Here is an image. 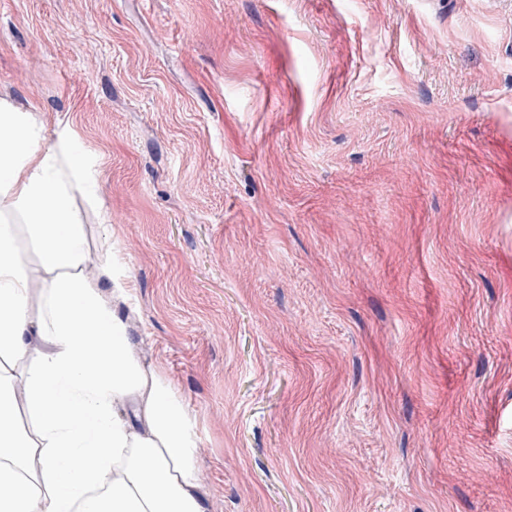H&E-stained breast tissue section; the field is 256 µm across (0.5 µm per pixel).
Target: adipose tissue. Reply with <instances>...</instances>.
<instances>
[{
    "mask_svg": "<svg viewBox=\"0 0 512 512\" xmlns=\"http://www.w3.org/2000/svg\"><path fill=\"white\" fill-rule=\"evenodd\" d=\"M42 130L0 100V512H207L193 417L119 314L131 300L123 260L107 245L84 273L73 193L96 183L98 161L65 130L43 146ZM17 216L35 265L15 251Z\"/></svg>",
    "mask_w": 512,
    "mask_h": 512,
    "instance_id": "1",
    "label": "adipose tissue"
}]
</instances>
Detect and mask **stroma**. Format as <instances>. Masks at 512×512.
I'll return each mask as SVG.
<instances>
[{"mask_svg":"<svg viewBox=\"0 0 512 512\" xmlns=\"http://www.w3.org/2000/svg\"><path fill=\"white\" fill-rule=\"evenodd\" d=\"M0 99L100 157L208 512H512V0H0Z\"/></svg>","mask_w":512,"mask_h":512,"instance_id":"obj_1","label":"stroma"}]
</instances>
